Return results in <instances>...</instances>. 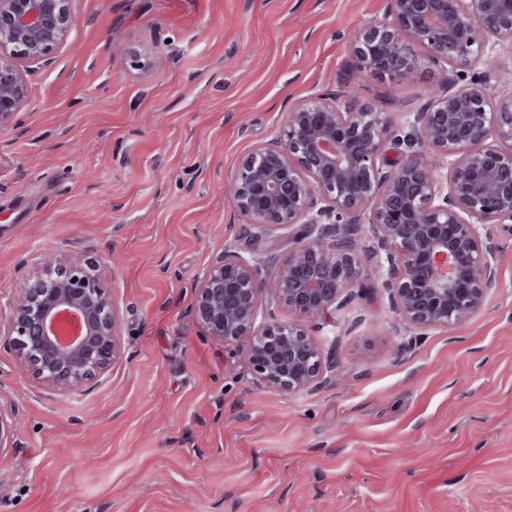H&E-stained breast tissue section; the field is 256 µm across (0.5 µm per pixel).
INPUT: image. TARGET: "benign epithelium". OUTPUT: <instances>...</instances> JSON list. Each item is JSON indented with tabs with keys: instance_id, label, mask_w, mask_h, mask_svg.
Wrapping results in <instances>:
<instances>
[{
	"instance_id": "obj_1",
	"label": "benign epithelium",
	"mask_w": 512,
	"mask_h": 512,
	"mask_svg": "<svg viewBox=\"0 0 512 512\" xmlns=\"http://www.w3.org/2000/svg\"><path fill=\"white\" fill-rule=\"evenodd\" d=\"M70 2L0 0V125L26 101L24 65L50 60L76 25ZM493 40L512 44V0H388L387 18L352 38L359 67L411 72L423 50L456 70L454 86L395 129L344 95L309 96L231 176V202L251 219L244 236L286 230L291 245L269 278L259 254L224 251L199 277L194 311L211 335L243 346L267 390L312 389L324 357L296 322L256 326L263 293L308 319L346 303L361 286L362 231L410 329L464 322L497 288L488 225L512 228V93L494 96ZM480 63L483 76L466 79ZM366 208L368 227L351 223ZM102 269L88 252L48 254L20 284L0 343L38 384L79 391L122 359L121 309Z\"/></svg>"
}]
</instances>
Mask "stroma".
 <instances>
[{
	"label": "stroma",
	"mask_w": 512,
	"mask_h": 512,
	"mask_svg": "<svg viewBox=\"0 0 512 512\" xmlns=\"http://www.w3.org/2000/svg\"><path fill=\"white\" fill-rule=\"evenodd\" d=\"M77 19L0 127V322L48 252L104 259L125 356L87 389L25 377L0 347V512H512V233L468 322L399 328L372 258L309 322L327 366L264 389L193 313L198 277L245 247L225 184L288 111L349 92L392 123L437 65L355 83L350 36L388 0H71Z\"/></svg>",
	"instance_id": "1"
}]
</instances>
